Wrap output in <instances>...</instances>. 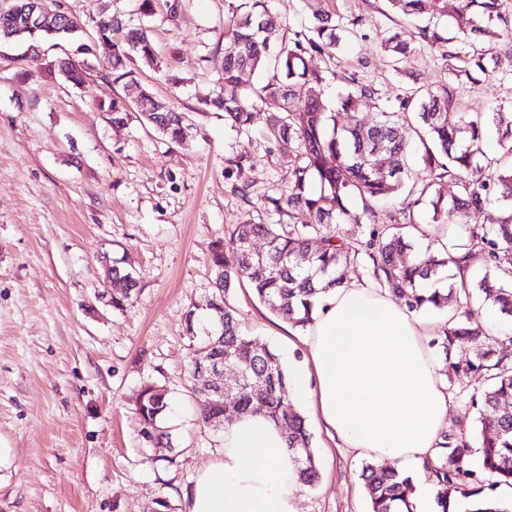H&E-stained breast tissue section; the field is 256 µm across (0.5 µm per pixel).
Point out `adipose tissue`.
Wrapping results in <instances>:
<instances>
[{"label": "adipose tissue", "mask_w": 512, "mask_h": 512, "mask_svg": "<svg viewBox=\"0 0 512 512\" xmlns=\"http://www.w3.org/2000/svg\"><path fill=\"white\" fill-rule=\"evenodd\" d=\"M416 319L385 290L351 282L324 300L291 380L338 447L423 468L448 421V392ZM300 488L279 427L261 413L224 426L221 456L200 470L186 512H298Z\"/></svg>", "instance_id": "adipose-tissue-1"}]
</instances>
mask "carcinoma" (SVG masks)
Instances as JSON below:
<instances>
[{"mask_svg":"<svg viewBox=\"0 0 512 512\" xmlns=\"http://www.w3.org/2000/svg\"><path fill=\"white\" fill-rule=\"evenodd\" d=\"M399 16L420 19L422 42L440 53L444 76L437 82L407 87L390 104L382 103L378 90L355 75H341L343 92L336 107L320 100L327 76L310 67L315 56L331 57L341 41L365 39L359 19L315 10L307 24L296 29L279 21L269 0H245L224 31V84L201 99L206 108L224 113L238 133H245L253 114L269 98L281 101L280 111L267 117L266 141L288 152V186L266 196L255 207L269 215L288 217V223L256 224L247 220L233 225L217 239L211 264L215 287L189 311V340L193 356L188 380L200 367L233 364L243 373L241 382L207 393L210 410L201 423L218 427L243 414L263 412L286 437L297 481L313 488L319 470L306 419L288 396L287 372L279 355L244 331L229 302L235 283L245 282L252 293L277 317L305 328L324 295L348 284L347 271L367 269L376 286L390 292L410 313L453 308V314L428 342L443 363L444 373L462 382L478 374L490 386L472 395L478 416L481 469L470 466L471 437L454 431L440 435L439 456L432 464L437 512H449L462 499L465 512H512L482 496L485 479L491 486L512 487V363L496 349L486 328L470 320L468 284L458 288H427L448 277V269L482 258L485 274L477 282L484 301L512 315V105L498 104L489 112L460 111V88L479 84L498 72L502 61L512 62V13L504 0H387ZM469 15V29L448 26L450 12ZM122 34L112 43V83L126 95L112 101V123L125 122L137 111L143 124L170 142L186 143L183 130L191 127L188 115L165 100L153 97L140 82L141 67H154V44L143 28L129 26L114 12L97 18ZM78 44V33L54 26L37 36ZM393 65L409 53L406 45L389 36L380 43ZM268 73L253 84L245 76ZM140 95L134 102L127 92ZM368 100L377 109L370 125L357 120L340 122L343 112L354 113ZM499 133L501 154L484 150L486 130ZM413 180L410 189L406 181ZM453 183L456 193L445 187ZM397 200L391 224H379L376 205ZM431 213L435 241L440 247L414 249L411 231L421 232L416 217ZM466 218L463 234L445 227L448 211ZM265 249L254 250V241ZM318 246L311 248V241ZM112 279L122 289L112 295V307L124 308L137 287L131 273L114 266ZM471 350L474 358L454 361L458 350ZM171 407L168 392L154 383L138 393L136 411L143 434L156 448L173 447L171 433L163 427ZM359 478L370 512H399L413 491L411 476L395 469L362 463Z\"/></svg>","mask_w":512,"mask_h":512,"instance_id":"1","label":"carcinoma"}]
</instances>
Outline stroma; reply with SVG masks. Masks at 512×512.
Instances as JSON below:
<instances>
[{
	"mask_svg": "<svg viewBox=\"0 0 512 512\" xmlns=\"http://www.w3.org/2000/svg\"><path fill=\"white\" fill-rule=\"evenodd\" d=\"M235 0H154L145 25L159 69H144L143 88L188 113L186 144L174 145L136 116L109 123L106 110L123 90L106 75L108 52L80 87L50 74L58 48L30 51L0 42V512H152L157 498L185 512L197 472L220 454L223 430L201 427L203 401L189 390L187 313L213 283L211 249L232 225L271 216L244 202L288 182V156L267 149L263 128L279 101L262 104L249 132L237 133L202 98L218 87L224 24ZM135 17L137 0H60L62 11L92 28L100 8ZM273 14L297 23L317 8L362 18L368 38L313 58V68L357 72L382 96L406 87L379 44L395 34L411 48L402 72L437 81L444 65L422 48L416 24L385 0H270ZM176 74L179 84L167 81ZM465 111L512 103V77L469 85ZM243 157L226 174V156ZM132 271L138 289L124 310L112 308L104 270ZM231 304L244 330L300 362L301 329L289 328L246 286ZM155 382L172 406L164 422L169 448L143 437L135 399ZM471 385L448 387V427L474 432ZM320 470L302 490L299 512H369L359 473L365 455L337 447L305 403Z\"/></svg>",
	"mask_w": 512,
	"mask_h": 512,
	"instance_id": "stroma-1",
	"label": "stroma"
}]
</instances>
